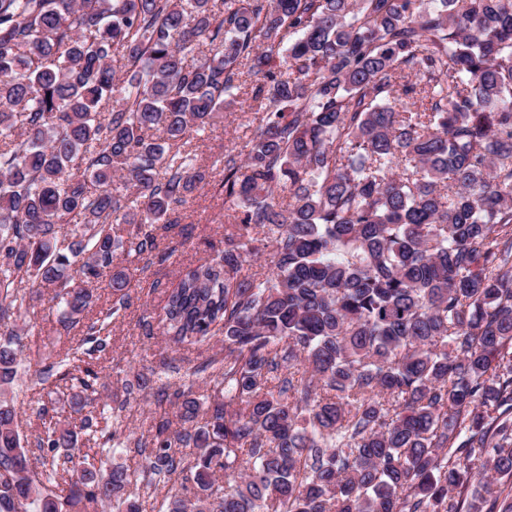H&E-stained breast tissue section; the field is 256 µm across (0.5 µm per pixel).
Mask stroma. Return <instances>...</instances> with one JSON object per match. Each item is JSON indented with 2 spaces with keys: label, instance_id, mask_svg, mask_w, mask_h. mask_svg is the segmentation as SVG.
<instances>
[{
  "label": "stroma",
  "instance_id": "1",
  "mask_svg": "<svg viewBox=\"0 0 512 512\" xmlns=\"http://www.w3.org/2000/svg\"><path fill=\"white\" fill-rule=\"evenodd\" d=\"M261 119L259 103L252 101L247 92H240L234 111L225 114L223 122L214 125L201 143L198 150L201 160L210 163L223 157L225 150L241 148ZM226 209L224 197L217 188L209 185L196 189L188 203L176 211L172 228L160 234L151 260L132 276L125 305L119 313H112V292L102 279L93 284V303L82 323L62 324L51 312L49 299L35 302L21 319L25 327L22 356L27 371L15 389L19 428L26 439L34 438L39 424L36 415L39 403L28 391L35 372L48 366L52 355L78 347L87 322L106 315L111 318L108 346L96 353L92 361L99 375L95 397L100 402L120 392L123 381L136 372L153 368L167 373L169 382L173 383L206 357H223L224 338L220 335L199 351L175 352L166 348L159 320L166 295L176 285L180 270L213 257L221 249ZM166 406L160 389L133 394L124 411V425L131 432L154 434Z\"/></svg>",
  "mask_w": 512,
  "mask_h": 512
}]
</instances>
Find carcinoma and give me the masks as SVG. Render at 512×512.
<instances>
[{"label": "carcinoma", "mask_w": 512, "mask_h": 512, "mask_svg": "<svg viewBox=\"0 0 512 512\" xmlns=\"http://www.w3.org/2000/svg\"><path fill=\"white\" fill-rule=\"evenodd\" d=\"M246 87L265 116L224 154V249L163 317L171 347L220 334L224 359L126 435L124 405L83 413L107 346L88 325L93 350L33 380L65 369L80 415L41 408L35 472L0 332V512H512V0H0V325L44 289L77 323L102 276L117 313ZM81 438L129 464H86Z\"/></svg>", "instance_id": "1"}]
</instances>
